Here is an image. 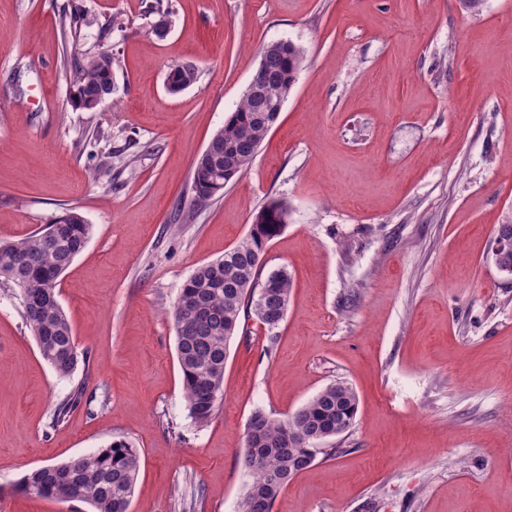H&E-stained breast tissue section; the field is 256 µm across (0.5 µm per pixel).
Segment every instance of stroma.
Instances as JSON below:
<instances>
[{"mask_svg":"<svg viewBox=\"0 0 512 512\" xmlns=\"http://www.w3.org/2000/svg\"><path fill=\"white\" fill-rule=\"evenodd\" d=\"M55 2L0 0V241L69 209L90 224L59 300L91 361L59 377L0 284V512H89L16 485L119 438L140 453L130 512H238L251 413L286 418L337 381L359 397L343 453L272 512H512V276L493 260L512 224V0H166L163 37L150 0H73L74 36ZM279 41L305 62L277 123L223 196L192 208L196 158ZM74 52L112 56L96 109L71 105ZM182 63L198 79L170 93ZM95 136L98 164L83 150ZM272 198L291 207L264 257L292 276L287 318L272 346L244 321L201 427L171 313Z\"/></svg>","mask_w":512,"mask_h":512,"instance_id":"1","label":"stroma"}]
</instances>
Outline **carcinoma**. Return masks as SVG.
I'll list each match as a JSON object with an SVG mask.
<instances>
[{"label": "carcinoma", "mask_w": 512, "mask_h": 512, "mask_svg": "<svg viewBox=\"0 0 512 512\" xmlns=\"http://www.w3.org/2000/svg\"><path fill=\"white\" fill-rule=\"evenodd\" d=\"M267 71L278 75L280 85L273 92L288 89L286 77H296L303 67L304 50L292 42H276L263 49ZM107 54L84 59L65 58L75 71L76 89L72 106L90 110L112 95V70L105 66ZM198 70L192 64L175 65L167 77L168 90L180 92L196 82ZM276 119L258 111L257 102L243 95L224 127L212 135L208 153L195 160L192 183L198 188L193 204H205L224 193L211 187L214 167L233 170L238 157L224 152V145L240 143L258 152ZM289 204L269 200L257 213L264 222L224 257L199 266L183 283L175 308L177 359L182 374L186 407L199 426L207 425L224 399V369L230 343L237 335L241 312L251 309L255 320L274 343L279 310L288 307L292 279L284 269L262 277L264 255L269 242L285 227ZM91 225L70 211L40 232L17 242L0 243V281L20 292L23 318L31 329L40 355L57 373L68 378L78 367L90 365L88 352L78 348L71 324L59 301L61 278L85 247ZM495 251L498 270L512 276V224H501ZM82 390L75 389L57 405L53 424L62 422L81 402ZM358 396L352 386L337 381L319 391L305 406L285 420L269 418L262 410L251 414L247 427L261 424V438L255 442L245 433L240 455L249 477L239 502V512H272V507L296 475L306 470V449L302 441L322 431L346 433L358 411ZM140 469L139 451L127 441L115 440L90 455L41 466L21 479L19 489L26 495L64 500L74 497L88 504L92 512H129Z\"/></svg>", "instance_id": "1"}]
</instances>
